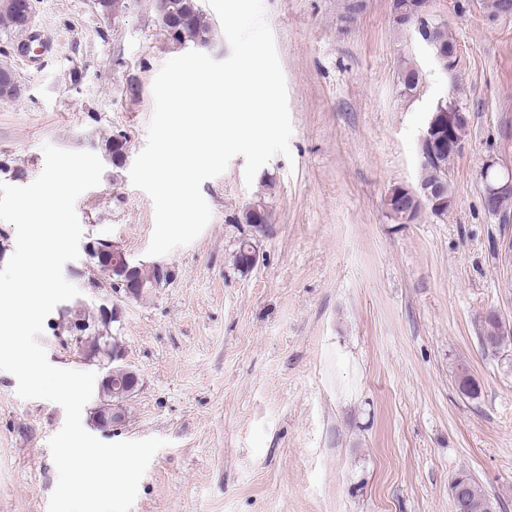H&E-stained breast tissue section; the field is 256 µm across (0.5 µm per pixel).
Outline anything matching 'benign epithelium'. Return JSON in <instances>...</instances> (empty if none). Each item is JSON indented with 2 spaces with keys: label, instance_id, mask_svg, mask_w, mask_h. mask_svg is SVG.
<instances>
[{
  "label": "benign epithelium",
  "instance_id": "1",
  "mask_svg": "<svg viewBox=\"0 0 512 512\" xmlns=\"http://www.w3.org/2000/svg\"><path fill=\"white\" fill-rule=\"evenodd\" d=\"M35 0H17L16 18L20 27L25 28L30 23L34 12ZM170 0H153L154 12L167 29V36L175 38L184 16L174 14L170 8ZM401 22L417 32L421 40L432 49L435 59L441 68H453L457 59V47L447 49L433 42L432 18L424 12L413 16L412 19L403 18ZM467 118V113L453 108L452 103L441 99L437 102L427 128L420 139V157L425 163H435L441 167H449L454 158L462 151L464 141L456 136V127L459 122ZM483 184V201H498L505 196H512V171L501 172L492 163L483 165L481 170ZM448 202V182L440 179L431 186H420L414 191L399 186L386 197V207L395 219L401 224L411 222L422 204H427L432 211L438 214L445 213ZM85 252L98 259L100 263H107L118 249L107 239L89 241L84 246ZM117 271L115 280L116 291L129 297L144 288V283L138 278L139 265L126 254H121V260L112 265ZM466 480L459 476L451 484L453 507L456 512H471L472 507L465 495Z\"/></svg>",
  "mask_w": 512,
  "mask_h": 512
}]
</instances>
